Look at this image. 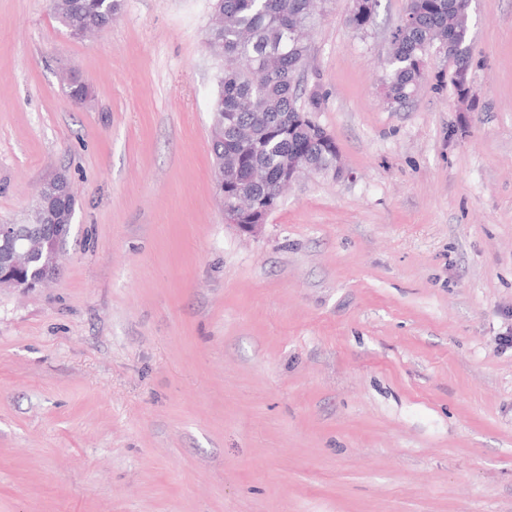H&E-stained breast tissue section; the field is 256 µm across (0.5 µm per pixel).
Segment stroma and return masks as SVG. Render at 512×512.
<instances>
[{"instance_id":"obj_1","label":"stroma","mask_w":512,"mask_h":512,"mask_svg":"<svg viewBox=\"0 0 512 512\" xmlns=\"http://www.w3.org/2000/svg\"><path fill=\"white\" fill-rule=\"evenodd\" d=\"M405 7L361 33L325 0L302 84L344 173L248 237L211 0H123L83 40L0 0V224L75 192L59 276L0 288V512H512V0L471 2L468 100L441 52L399 109Z\"/></svg>"}]
</instances>
